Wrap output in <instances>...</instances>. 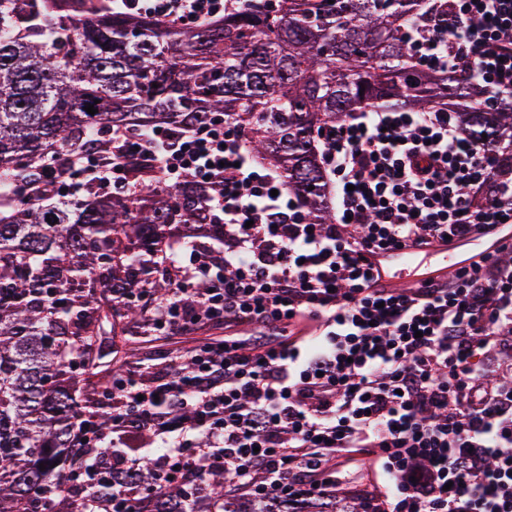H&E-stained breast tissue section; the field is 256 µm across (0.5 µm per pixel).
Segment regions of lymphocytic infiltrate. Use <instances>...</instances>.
<instances>
[{
	"mask_svg": "<svg viewBox=\"0 0 512 512\" xmlns=\"http://www.w3.org/2000/svg\"><path fill=\"white\" fill-rule=\"evenodd\" d=\"M447 2L411 27L419 57L512 91V0ZM223 8L151 0L148 13L195 27ZM329 142L336 219L314 226L230 119L123 135L114 158L95 142L77 154L63 186H124L122 160L137 155L167 185L190 172L219 188L205 209L229 248L181 243L175 289L142 301L152 330L309 319L323 338L310 352L296 340L208 346L185 372H129L112 384V432L166 435L160 482L192 494L220 472L228 496L330 497L341 488L326 463L354 448L382 475L358 512H512V256H486L422 288L385 287L371 264L379 250L511 225L512 173L445 110L369 108L338 123ZM76 486L97 512L146 506L91 465Z\"/></svg>",
	"mask_w": 512,
	"mask_h": 512,
	"instance_id": "lymphocytic-infiltrate-1",
	"label": "lymphocytic infiltrate"
}]
</instances>
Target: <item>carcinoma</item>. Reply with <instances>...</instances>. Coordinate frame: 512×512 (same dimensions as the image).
Masks as SVG:
<instances>
[{
	"label": "carcinoma",
	"mask_w": 512,
	"mask_h": 512,
	"mask_svg": "<svg viewBox=\"0 0 512 512\" xmlns=\"http://www.w3.org/2000/svg\"><path fill=\"white\" fill-rule=\"evenodd\" d=\"M420 9L421 0H228L219 21L183 28L114 12L109 0H0V512H35L37 501L43 512H86L72 485L86 460L72 448L90 420L105 448L97 459L125 452L113 447L112 382L139 349L133 289L171 294V231L207 223L213 193L190 174L170 188L137 162L112 196L25 198L19 183L49 162L64 173L92 139L110 148L112 133L222 113L281 171L309 222L331 224L316 142L369 104L446 107L465 137L512 165V102L477 106L483 89L471 78L413 57ZM122 480L146 492L158 478L146 463ZM184 496L169 484L148 512H183ZM215 502L267 512L224 497V477L208 475L198 505Z\"/></svg>",
	"instance_id": "carcinoma-1"
}]
</instances>
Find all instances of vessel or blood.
I'll use <instances>...</instances> for the list:
<instances>
[{"instance_id":"b4317fda","label":"vessel or blood","mask_w":512,"mask_h":512,"mask_svg":"<svg viewBox=\"0 0 512 512\" xmlns=\"http://www.w3.org/2000/svg\"><path fill=\"white\" fill-rule=\"evenodd\" d=\"M375 264L383 281L395 288H410L459 267L461 260L454 248L437 241L421 252L403 249L378 256Z\"/></svg>"}]
</instances>
